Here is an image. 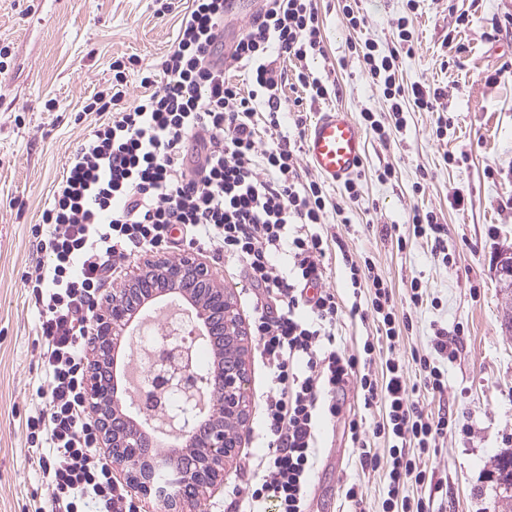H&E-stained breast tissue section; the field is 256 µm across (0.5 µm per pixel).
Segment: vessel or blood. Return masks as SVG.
I'll list each match as a JSON object with an SVG mask.
<instances>
[{"label":"vessel or blood","instance_id":"1","mask_svg":"<svg viewBox=\"0 0 512 512\" xmlns=\"http://www.w3.org/2000/svg\"><path fill=\"white\" fill-rule=\"evenodd\" d=\"M304 151L312 167L332 183H342L361 167L364 135L347 112L319 113L305 135Z\"/></svg>","mask_w":512,"mask_h":512}]
</instances>
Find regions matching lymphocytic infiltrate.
Returning a JSON list of instances; mask_svg holds the SVG:
<instances>
[{"instance_id":"obj_1","label":"lymphocytic infiltrate","mask_w":512,"mask_h":512,"mask_svg":"<svg viewBox=\"0 0 512 512\" xmlns=\"http://www.w3.org/2000/svg\"><path fill=\"white\" fill-rule=\"evenodd\" d=\"M225 0H187L178 11V35L159 61L139 67V94H131L126 65L112 63V83L96 92L89 112H111L71 154L65 173L34 225L36 247L47 258L24 278L41 306L42 382L38 406L26 421V440L51 491L50 512H142L140 498L117 477L99 447L89 416L86 347L94 308L114 264L147 252H215L236 264L255 298L252 334L269 370L263 398L266 452L250 480L232 489L237 512H308V488L317 463L324 415H338L346 386L365 408L380 405L382 420H350L348 431L362 468L384 469V512H430L406 489L424 479L421 458L446 438L450 422L413 399L407 369L397 355L402 340L387 282L371 260L346 259L353 292L367 304L343 309L325 288L331 255L318 232L328 214L322 181L303 175L298 156L303 101L285 102L281 57L322 52L315 0H268L232 46L224 44ZM397 41L388 52L368 40L357 49L360 72L390 103V125L361 111L381 141L405 125L406 101L435 111L440 91L399 80V59L413 50L408 17L391 20ZM242 72L245 87L226 77ZM289 255L288 267L278 265ZM377 321L388 356L377 378L376 347L360 354L336 344L343 314ZM457 337L436 332L429 354L418 357L425 388L443 392L434 358L454 361ZM391 443L388 464L371 438Z\"/></svg>"}]
</instances>
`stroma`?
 Returning <instances> with one entry per match:
<instances>
[{
  "mask_svg": "<svg viewBox=\"0 0 512 512\" xmlns=\"http://www.w3.org/2000/svg\"><path fill=\"white\" fill-rule=\"evenodd\" d=\"M366 24L348 27L337 0H317L323 51L306 59H279L286 79L283 99L302 97L295 81L307 69L336 94L306 100L307 118L331 109L359 119L372 109L388 122L381 89L359 75L351 44L372 40L387 50L396 32L390 19L412 15L414 53L402 57L399 77L439 89L437 109L408 106L406 125L383 144L364 129L365 154L359 196L327 184L344 217H328L322 235L341 238L353 259L369 258L391 289L399 316L410 321L399 356L409 383H419L415 354L428 348L436 329L460 331V352L445 368L443 393L418 391L433 414L464 417L468 432L449 434L425 461V478L410 483V500H430L433 512H497L494 458L512 448V333L502 326L512 297L496 275L501 250L512 248V0H357ZM154 0H0V47L12 53L0 84L10 89L11 109L0 111V512H44L50 491L28 448L25 422L39 403L40 306L23 286L41 260L34 224L52 197L63 167L90 125L106 112L84 111L85 101L112 82L110 63L138 56L148 63L170 48L178 19L158 17ZM448 127L435 137L439 111ZM394 170L388 181L378 174ZM464 204H457V197ZM433 212L443 227L447 254L432 239L415 236L412 208ZM200 256L232 294L243 322L253 304L242 273L212 252ZM422 283V306L411 305L410 282ZM248 423L224 484L184 512H234L229 488L241 484L265 449L260 435V399L267 370L257 348L246 357ZM339 417L326 419L312 476L310 512H382V471L361 470L347 434L354 418L381 420L382 407L365 408L360 392L347 387ZM363 490L361 507L345 498V485Z\"/></svg>",
  "mask_w": 512,
  "mask_h": 512,
  "instance_id": "obj_1",
  "label": "stroma"
}]
</instances>
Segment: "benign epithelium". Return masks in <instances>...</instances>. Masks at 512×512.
<instances>
[{
    "label": "benign epithelium",
    "mask_w": 512,
    "mask_h": 512,
    "mask_svg": "<svg viewBox=\"0 0 512 512\" xmlns=\"http://www.w3.org/2000/svg\"><path fill=\"white\" fill-rule=\"evenodd\" d=\"M500 283L512 286V249L503 251ZM152 289H178L207 315L210 334L224 340L219 369L196 370L189 353L162 345L160 362L170 365L166 383L183 395L181 413H169L177 422L175 435L186 436L192 445L178 449L168 466L178 483L175 495L164 502L167 512H181L182 505L195 503L210 488L224 482V463L240 447L239 429L247 421V332L237 313L232 295L216 282L212 269L194 254L172 262L152 255L137 272L112 289L107 305L92 319L93 359L86 382L87 399L100 438L112 462L124 468L139 487H150L157 474L156 460L146 459L150 436L128 417L122 403L113 397L114 347L121 342L138 300ZM231 422L229 429L225 423Z\"/></svg>",
    "instance_id": "benign-epithelium-1"
}]
</instances>
